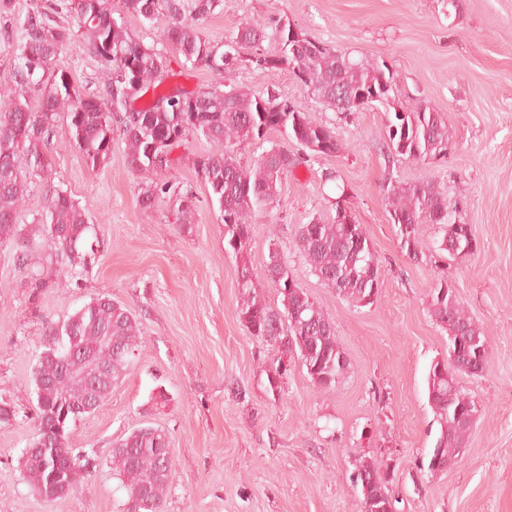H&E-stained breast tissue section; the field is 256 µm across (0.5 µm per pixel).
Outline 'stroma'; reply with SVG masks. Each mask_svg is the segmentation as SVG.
I'll list each match as a JSON object with an SVG mask.
<instances>
[{"instance_id":"1","label":"stroma","mask_w":512,"mask_h":512,"mask_svg":"<svg viewBox=\"0 0 512 512\" xmlns=\"http://www.w3.org/2000/svg\"><path fill=\"white\" fill-rule=\"evenodd\" d=\"M43 3L8 0L0 9V82L13 71L21 20ZM273 18L353 58L384 61L395 75L397 105L421 100L448 121L447 156L408 161L388 152L382 113L337 114L288 71L254 70L245 50L221 74L183 66L158 25L124 18L131 34L167 58L170 85L275 91L347 144L339 154L306 158L285 177L277 200L254 221L248 256L263 272L271 244H278L300 286L334 322L348 374L317 388L293 354L280 391L270 389L267 371L279 351L250 336L238 319V261L193 164L210 149L204 138L189 137L174 150V164L152 175L196 196L193 221L183 224L175 199L141 207L121 147L104 168H88L58 122L42 147L51 168L29 175L18 221H44L46 198L59 187L99 224L106 246L79 281L62 279L48 289L35 314L18 285L15 246H0V401L33 408L32 372L46 323L95 295L128 304L143 343L108 403L71 426L70 446L94 449L99 461L80 492L51 503L37 497L19 470L37 421L0 423V512H121L126 492L109 457L146 421L164 428L173 448L166 512H360L351 477L363 458L391 466L398 512H512V0H224L201 34L225 43L241 23ZM58 64L81 95L102 93L106 75L83 38ZM390 178L431 181L456 200L475 236L474 253L435 265L408 259L383 190ZM341 195L380 260L382 286L371 305L339 299L294 245L297 225L334 220L333 201ZM442 277L455 282L486 336L489 363L482 376L460 378L485 413L463 454L432 472L439 425L427 377L447 355L448 336L431 320L428 300ZM159 385L170 401L157 410L150 396Z\"/></svg>"}]
</instances>
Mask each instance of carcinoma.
Here are the masks:
<instances>
[{
    "mask_svg": "<svg viewBox=\"0 0 512 512\" xmlns=\"http://www.w3.org/2000/svg\"><path fill=\"white\" fill-rule=\"evenodd\" d=\"M223 0H121L122 11L153 22L164 20L160 37L171 44L193 68L223 73L231 65L227 52L252 49L249 61L258 71L287 70L305 87L336 111L345 98L340 91L376 93L375 107L384 109L386 144L397 157L409 161L437 159L448 154V124L441 113L418 101L396 107L392 101L395 77L385 62L355 60L328 46L308 49L292 41L290 22L269 23L280 45L272 54L262 49L266 28L241 24L227 45L203 38L200 25ZM66 13L69 21L56 20ZM21 38L13 47L15 66L11 82L0 85V100L8 109L0 112V244L17 245L16 262L24 273L21 284L34 300L52 285V277L64 274L72 280L91 264L104 239L97 225L61 188L47 198L43 224H17L19 210L28 196L27 177L18 165L26 154L35 173L50 168L39 146L59 120L91 169L103 167L112 157L115 142L124 145L129 170L142 179L141 206L153 208L165 198L179 197L180 223L191 222L195 197L165 182L145 177L172 165V152L197 135L210 150L195 161L198 174L216 202L224 224V240L238 259L241 303L238 318L248 333L283 352L298 353L311 382L319 389L336 385L350 363L336 334L334 322L300 287L292 266L271 244L262 276H257L247 257L252 217L263 213L280 192L284 177L300 164V155H323L315 149L321 140L334 141L335 155L343 149L335 132L298 111L288 99L268 92L253 94L214 86L187 92L172 88L166 80L175 76L167 59L146 46L114 17L109 0H59L28 12L20 24ZM86 41L89 52L108 71L100 95L82 96L71 86L66 71L57 66L59 55L76 36ZM35 96L33 103L30 96ZM140 106H134L138 99ZM278 132L302 153L274 144L249 166L234 156L243 141L263 144ZM392 224L401 250L415 261H429L419 237V225L437 224L443 236L437 247L442 258L456 259L474 252L457 219L456 204L432 182L407 184L391 180L386 186ZM298 253L336 296L359 306L374 303L380 289V264L363 224L352 221L326 223L312 220L296 228ZM271 286L279 303L263 301L260 290ZM428 312L448 333V356L431 364L428 375L429 403L440 426L428 468L447 466L464 451L471 420L468 413L484 407L459 386L458 376H478L488 361V344L481 328L458 300L453 281L440 279L430 295ZM468 345L458 350L457 340ZM142 346L141 328L129 306L98 294L66 319L47 324L43 349L34 366L33 381L39 428L54 438L61 452L39 457L22 452L25 483L38 495L46 488L65 497L76 492L97 467L95 451L69 446L70 426L107 404L112 386L124 375ZM170 448L168 432L140 426L112 449L110 465L121 480L127 500L123 512H165L174 468L166 464ZM353 483L360 489L361 512H385L390 504L387 472L371 459L358 461Z\"/></svg>",
    "mask_w": 512,
    "mask_h": 512,
    "instance_id": "obj_1",
    "label": "carcinoma"
}]
</instances>
